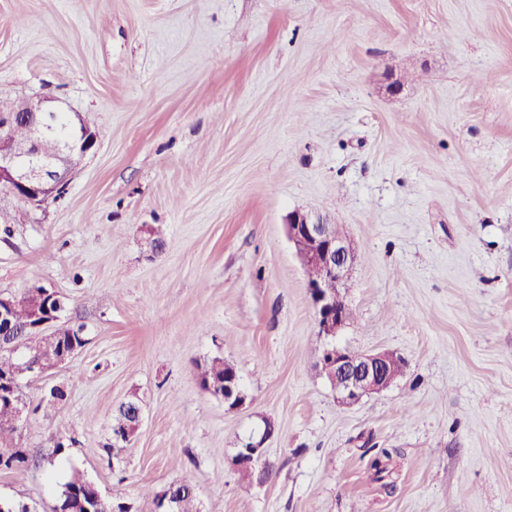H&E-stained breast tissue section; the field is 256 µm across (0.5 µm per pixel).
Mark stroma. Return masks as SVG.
Returning a JSON list of instances; mask_svg holds the SVG:
<instances>
[{"mask_svg": "<svg viewBox=\"0 0 512 512\" xmlns=\"http://www.w3.org/2000/svg\"><path fill=\"white\" fill-rule=\"evenodd\" d=\"M1 96L97 134L43 211L0 197V293L57 291L86 339L22 378L30 462L1 498L52 512L78 473L134 512L184 478L201 512H512V0H0ZM295 211L361 256L331 342L405 364L352 406ZM215 357L238 409L195 375ZM259 438L262 484L232 464Z\"/></svg>", "mask_w": 512, "mask_h": 512, "instance_id": "35a3bbf8", "label": "stroma"}]
</instances>
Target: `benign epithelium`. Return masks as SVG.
I'll use <instances>...</instances> for the list:
<instances>
[{
    "label": "benign epithelium",
    "instance_id": "obj_1",
    "mask_svg": "<svg viewBox=\"0 0 512 512\" xmlns=\"http://www.w3.org/2000/svg\"><path fill=\"white\" fill-rule=\"evenodd\" d=\"M45 98H18L11 105L0 107V195L13 196L33 210H41L49 201L55 200L65 190L66 174L77 166L96 146L97 136L84 123L81 116L72 127L78 130L74 138L60 147L57 155L45 159L41 144L49 135L56 121V112L50 110ZM23 122L30 128L26 138L13 135V127ZM288 239L306 267L316 269L320 279L307 282V290L315 310L319 335L334 338L347 321L350 312L340 297L349 272L359 261V254L349 239L336 235L334 227L310 214L296 211L288 219ZM54 308L36 316L31 329L44 337L48 360L31 370L41 374L58 367L77 354L73 349L65 356H57L52 342L55 329L61 324L63 304L57 294L50 292ZM16 298L0 294V353H16L18 337L24 330L13 323ZM324 355L329 357L332 367V387L337 400L345 405L359 402L363 397L380 393L390 387L396 379L392 365L395 353L387 350L358 353L328 347ZM273 429L269 426L261 438L251 442L240 454L235 466L247 477L258 475V481L268 480V471L263 464L265 441Z\"/></svg>",
    "mask_w": 512,
    "mask_h": 512
}]
</instances>
